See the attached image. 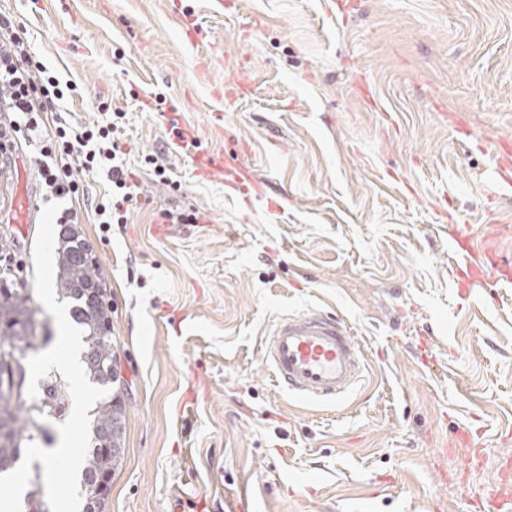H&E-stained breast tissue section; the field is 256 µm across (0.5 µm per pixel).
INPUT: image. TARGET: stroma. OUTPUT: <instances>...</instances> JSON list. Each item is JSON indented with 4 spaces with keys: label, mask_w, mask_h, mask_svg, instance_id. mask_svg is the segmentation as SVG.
Wrapping results in <instances>:
<instances>
[{
    "label": "stroma",
    "mask_w": 512,
    "mask_h": 512,
    "mask_svg": "<svg viewBox=\"0 0 512 512\" xmlns=\"http://www.w3.org/2000/svg\"><path fill=\"white\" fill-rule=\"evenodd\" d=\"M84 95L125 113L127 223L80 230L111 292L125 444L105 512H472L512 456V282L458 295L454 233L512 262V0H0ZM165 96L156 107L157 96ZM197 147L173 151L161 113ZM221 159L223 181L195 155ZM154 153L181 185L159 182ZM194 207L197 224L163 211ZM38 224L0 237L34 292ZM326 311L364 369L303 404L263 352ZM479 463L448 449L458 427Z\"/></svg>",
    "instance_id": "stroma-1"
}]
</instances>
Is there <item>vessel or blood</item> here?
Returning <instances> with one entry per match:
<instances>
[{
    "label": "vessel or blood",
    "instance_id": "b4317fda",
    "mask_svg": "<svg viewBox=\"0 0 512 512\" xmlns=\"http://www.w3.org/2000/svg\"><path fill=\"white\" fill-rule=\"evenodd\" d=\"M453 245L455 251L470 257L456 271L459 289L473 292L486 277L474 261L481 242L470 235H457ZM265 358L278 386L303 403L342 400L361 375V353L349 328L329 312L280 318L265 340Z\"/></svg>",
    "mask_w": 512,
    "mask_h": 512
}]
</instances>
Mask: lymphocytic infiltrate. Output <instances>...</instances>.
<instances>
[{
	"mask_svg": "<svg viewBox=\"0 0 512 512\" xmlns=\"http://www.w3.org/2000/svg\"><path fill=\"white\" fill-rule=\"evenodd\" d=\"M77 93L76 83L36 59L26 29L16 24L11 14L0 11V103L14 114L9 127L0 130V144L22 141L35 146L45 198L62 204L56 217L60 224L79 222L70 203L84 195L85 177L105 174L110 189L94 211L107 231L112 225L126 223L128 209L137 197L127 170L117 161L120 146L116 134L125 115L117 111L91 126L64 121L46 125L45 114L56 111L59 103Z\"/></svg>",
	"mask_w": 512,
	"mask_h": 512,
	"instance_id": "f902f5d3",
	"label": "lymphocytic infiltrate"
}]
</instances>
